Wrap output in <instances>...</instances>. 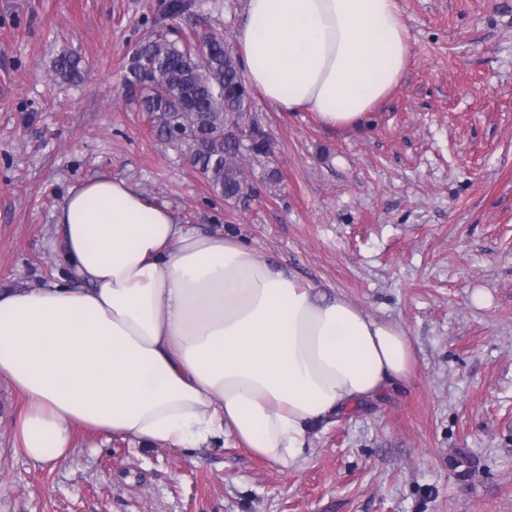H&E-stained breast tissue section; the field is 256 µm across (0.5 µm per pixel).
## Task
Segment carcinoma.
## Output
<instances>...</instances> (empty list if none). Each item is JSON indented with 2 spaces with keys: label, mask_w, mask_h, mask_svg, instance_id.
Listing matches in <instances>:
<instances>
[{
  "label": "carcinoma",
  "mask_w": 512,
  "mask_h": 512,
  "mask_svg": "<svg viewBox=\"0 0 512 512\" xmlns=\"http://www.w3.org/2000/svg\"><path fill=\"white\" fill-rule=\"evenodd\" d=\"M78 65L77 59L63 55L56 73L72 80ZM129 71L134 76L130 86L157 135L179 147L225 203H236L242 197L237 162L241 145L233 127L250 103L238 62L224 39L209 40L199 59L193 42L161 35L139 47ZM187 125L193 130L190 136L181 133Z\"/></svg>",
  "instance_id": "1"
}]
</instances>
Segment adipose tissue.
<instances>
[{
  "label": "adipose tissue",
  "mask_w": 512,
  "mask_h": 512,
  "mask_svg": "<svg viewBox=\"0 0 512 512\" xmlns=\"http://www.w3.org/2000/svg\"><path fill=\"white\" fill-rule=\"evenodd\" d=\"M244 13L245 82L327 128L359 126L407 69L398 0H244ZM55 227L66 275L0 290V381L23 400L15 449L32 461L66 455L80 426L169 448L229 432L286 468L312 424L414 375L400 324L125 180L72 187Z\"/></svg>",
  "instance_id": "obj_1"
}]
</instances>
